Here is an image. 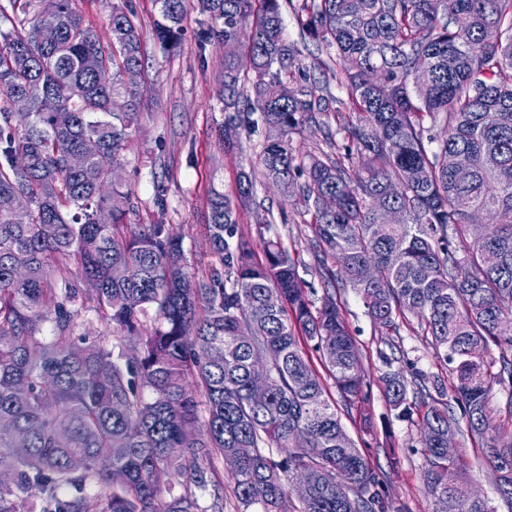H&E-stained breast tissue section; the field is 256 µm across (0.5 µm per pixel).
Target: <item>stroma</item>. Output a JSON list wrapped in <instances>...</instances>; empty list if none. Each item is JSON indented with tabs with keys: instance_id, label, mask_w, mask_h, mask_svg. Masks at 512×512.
I'll return each instance as SVG.
<instances>
[{
	"instance_id": "1",
	"label": "stroma",
	"mask_w": 512,
	"mask_h": 512,
	"mask_svg": "<svg viewBox=\"0 0 512 512\" xmlns=\"http://www.w3.org/2000/svg\"><path fill=\"white\" fill-rule=\"evenodd\" d=\"M127 2L142 34L146 65L138 79L140 92L137 120L130 143L121 159L123 182L138 197V205L127 216L131 224L164 221L183 236L184 265L189 274L205 272L211 257L205 238V215L211 189L235 196L241 170L261 171L263 133L241 136L238 147L225 149L215 139V128L224 119L220 96L224 90V46L218 42L200 44L198 35L209 20L187 11L183 18L184 39L173 52L165 50L154 36L158 9L154 0H75L84 25L92 28L101 42H109L108 19L114 5ZM167 199L165 213L153 203L156 188ZM256 205L239 208L237 231L257 239L262 226L261 207H270L275 220L273 233L280 236L289 252L298 256L300 276L319 284L312 256L310 225L297 221L291 197L264 185L256 187ZM336 297L342 304L347 324L363 355L368 373L369 405L374 431L363 434L356 412L342 413L349 434L382 473L392 498L403 502L409 512H433L435 505L423 490L425 460L420 453L417 426L390 412L378 378L385 367L380 352L394 357L395 367L406 372L446 374L416 321L401 324L390 334L374 326L354 290L340 288ZM458 454L468 462L467 477L483 497L495 502L497 512L508 511L499 503L491 471L466 437L456 440Z\"/></svg>"
}]
</instances>
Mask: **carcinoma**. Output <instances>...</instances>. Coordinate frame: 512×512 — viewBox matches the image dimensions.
<instances>
[{
    "instance_id": "carcinoma-1",
    "label": "carcinoma",
    "mask_w": 512,
    "mask_h": 512,
    "mask_svg": "<svg viewBox=\"0 0 512 512\" xmlns=\"http://www.w3.org/2000/svg\"><path fill=\"white\" fill-rule=\"evenodd\" d=\"M73 0H30L36 22L0 32V512H224L220 467L242 512H407L346 433L307 350L332 376L362 431L372 429L366 370L341 306L353 288L379 329L414 318L448 376L402 369L379 377L389 407L419 427L434 512H497L471 490L448 432L487 440L497 494L512 509V0H155V34L183 39L190 9L237 38L251 59L224 56L218 140L264 128L261 176L295 196L314 233L325 297L298 274L280 237L236 235L237 204L211 190L201 277L185 271L182 235L131 224L100 182L128 146L142 69L132 14L112 8L103 44ZM319 55L313 68L345 97L322 94L284 38L282 4ZM58 29L43 45L38 31ZM298 87L281 93L284 82ZM127 97L124 112L111 99ZM29 110L8 107L14 97ZM336 125H331L329 119ZM445 135L436 149L432 129ZM326 149L301 154L294 136ZM94 139L79 169L67 159ZM467 165L460 182L455 168ZM254 172L238 197L254 200ZM336 198V208L320 201ZM381 206L402 223L386 224ZM111 209L112 223L97 212ZM127 276L116 280L112 269ZM94 303L112 341L74 335ZM52 334L38 337L42 324ZM498 350L493 356L491 348ZM270 382L253 403L252 375Z\"/></svg>"
}]
</instances>
